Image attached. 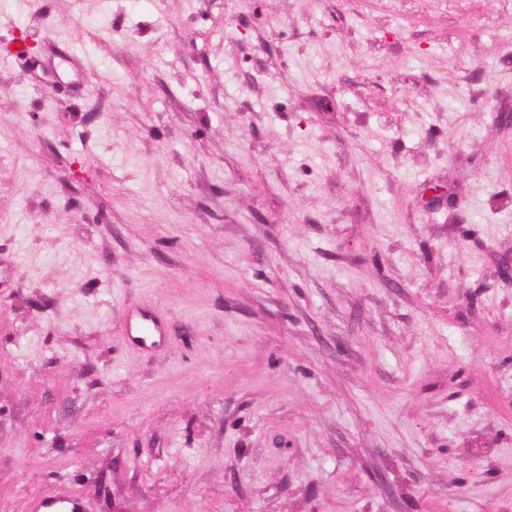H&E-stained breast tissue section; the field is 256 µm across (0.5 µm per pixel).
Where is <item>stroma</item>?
Returning a JSON list of instances; mask_svg holds the SVG:
<instances>
[{
  "mask_svg": "<svg viewBox=\"0 0 512 512\" xmlns=\"http://www.w3.org/2000/svg\"><path fill=\"white\" fill-rule=\"evenodd\" d=\"M510 263L512 0H0V512H512ZM125 335L140 348H152L163 341L166 325L153 311L135 308L130 313ZM28 512H84V505L75 494L37 493L29 499Z\"/></svg>",
  "mask_w": 512,
  "mask_h": 512,
  "instance_id": "35a3bbf8",
  "label": "stroma"
}]
</instances>
